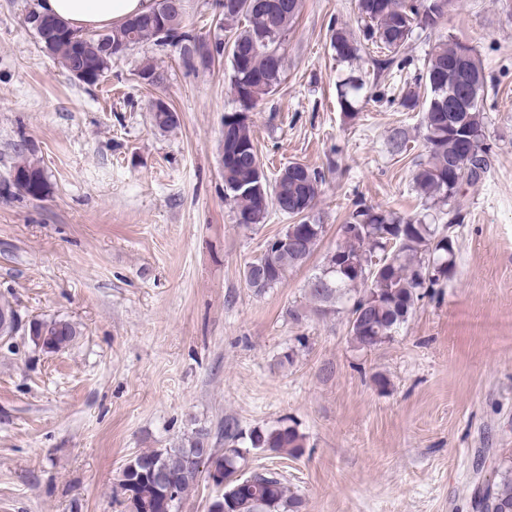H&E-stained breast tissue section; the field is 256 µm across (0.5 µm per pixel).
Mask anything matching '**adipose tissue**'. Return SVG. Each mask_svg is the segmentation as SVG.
Here are the masks:
<instances>
[{"instance_id":"obj_1","label":"adipose tissue","mask_w":512,"mask_h":512,"mask_svg":"<svg viewBox=\"0 0 512 512\" xmlns=\"http://www.w3.org/2000/svg\"><path fill=\"white\" fill-rule=\"evenodd\" d=\"M152 0H41L39 10L72 28H106L147 10Z\"/></svg>"}]
</instances>
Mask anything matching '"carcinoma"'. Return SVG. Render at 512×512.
<instances>
[{
	"mask_svg": "<svg viewBox=\"0 0 512 512\" xmlns=\"http://www.w3.org/2000/svg\"><path fill=\"white\" fill-rule=\"evenodd\" d=\"M170 0H156L150 11L129 17L106 30L83 31L59 23L47 37L37 30L41 48L58 60L76 82L94 87L105 80L112 59L143 43L179 49L183 61L206 66L228 55L230 85L238 109L224 113V153L221 168L224 193L234 205L235 223L245 227L265 223L274 208L293 220L288 235L302 241L301 248L266 245L262 255L248 263L243 276L248 287L262 293L275 287L288 271L302 266L313 254L325 232L311 212L325 175L294 162L283 167L273 180L261 168L255 146L250 112L281 84L287 66L284 43L298 17L302 0H219V24L230 33L229 52L224 42H208L185 24L186 2L173 8ZM454 0H356L364 25L354 33L343 27L330 28V47L339 62L353 60L370 47L379 56L372 63L379 71L402 68L399 51L417 30L434 33ZM247 25L239 27L241 20ZM461 41L454 35L439 39L432 48L421 80L427 90L421 129L425 158L415 164L413 190L427 209L448 207V223L429 224L428 214L405 216L393 210L355 204L340 226L341 242L336 257L323 261L308 285L311 301L322 315L337 312V305L351 303L350 340L359 348L374 350L391 341L411 317L424 291L450 280L456 266V235L448 225L460 224L452 207L464 184L484 175L490 161L478 159L462 170L459 150L463 140L475 150L489 151L487 121L481 102L488 93L483 60L469 48L475 81L473 99L467 109L451 117L448 112V74ZM365 83L351 76L336 84L337 100L350 119L358 117L357 104ZM151 122L166 130L178 117L170 108L152 106ZM11 172L29 178L22 194L39 200L47 195V177L39 160L21 145ZM0 336L18 330V319L8 302L0 303ZM34 346L47 353L68 347L77 336L66 319L38 320ZM261 448L298 457L306 448V437L297 425L255 427L247 432L230 418L224 419V450L213 447L210 431L200 427L173 448L142 452L122 469L113 493L122 496L126 512H178L182 499L205 477L215 486L227 484L231 496H216L212 504L233 502L231 512H301L302 499L291 493L280 474L272 470L238 476L243 447ZM204 458L206 470L197 467ZM476 512H512V465L499 479L475 488Z\"/></svg>",
	"mask_w": 512,
	"mask_h": 512,
	"instance_id": "carcinoma-1",
	"label": "carcinoma"
}]
</instances>
